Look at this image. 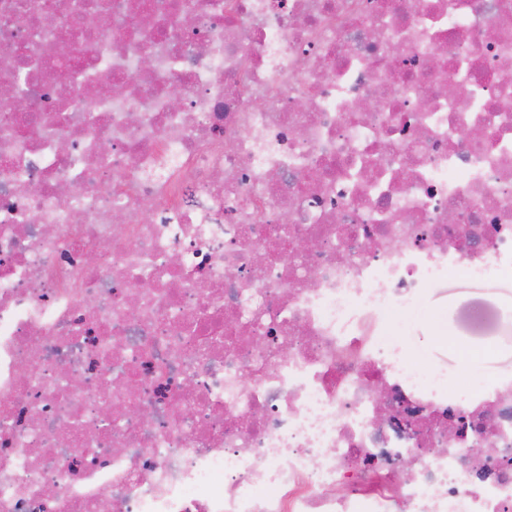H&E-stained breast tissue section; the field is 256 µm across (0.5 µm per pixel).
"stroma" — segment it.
Masks as SVG:
<instances>
[{
    "label": "stroma",
    "mask_w": 512,
    "mask_h": 512,
    "mask_svg": "<svg viewBox=\"0 0 512 512\" xmlns=\"http://www.w3.org/2000/svg\"><path fill=\"white\" fill-rule=\"evenodd\" d=\"M470 300L512 308V272L480 280L448 276L427 288L413 308L385 313L382 324L388 332L403 334L414 363L447 371L449 386L478 388L512 373V323L489 339H458L459 307Z\"/></svg>",
    "instance_id": "35a3bbf8"
}]
</instances>
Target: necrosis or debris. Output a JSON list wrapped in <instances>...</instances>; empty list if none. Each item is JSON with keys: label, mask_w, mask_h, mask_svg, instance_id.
<instances>
[{"label": "necrosis or debris", "mask_w": 512, "mask_h": 512, "mask_svg": "<svg viewBox=\"0 0 512 512\" xmlns=\"http://www.w3.org/2000/svg\"><path fill=\"white\" fill-rule=\"evenodd\" d=\"M4 76L0 512H512V377L379 327L512 271V0H0Z\"/></svg>", "instance_id": "necrosis-or-debris-1"}]
</instances>
